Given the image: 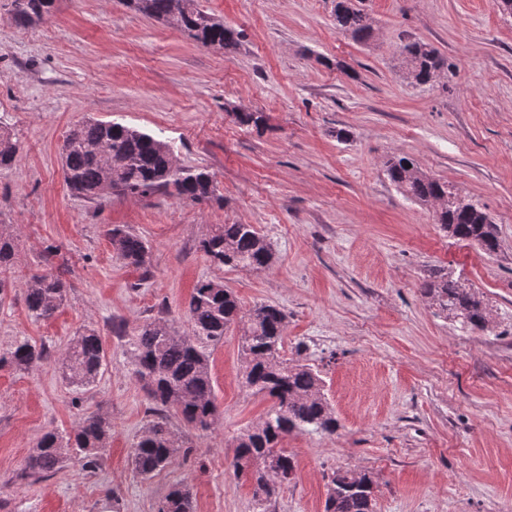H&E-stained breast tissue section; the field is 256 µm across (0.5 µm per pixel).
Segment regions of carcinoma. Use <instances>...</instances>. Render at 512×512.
Returning <instances> with one entry per match:
<instances>
[{"label":"carcinoma","instance_id":"obj_1","mask_svg":"<svg viewBox=\"0 0 512 512\" xmlns=\"http://www.w3.org/2000/svg\"><path fill=\"white\" fill-rule=\"evenodd\" d=\"M55 0H12L13 12L22 24L50 15ZM132 10L166 21L174 0H124ZM180 30L196 42L232 49L238 34L197 0H184ZM336 26L366 41L372 24L358 0H336ZM407 79L416 85L436 83L450 73L448 59L426 43L412 41L400 50ZM19 141L0 133V170L15 162ZM62 168L68 188L77 196L95 202L107 194L146 196L173 190L182 198L201 202L217 198L213 176L205 169L179 167L172 146L157 136L112 121L89 119L69 131L63 150ZM387 178L408 198L423 205L442 198L445 208L436 221L453 238L477 244L486 254L499 248L491 218L470 199L451 191L447 184L428 177L407 156H392L384 162ZM113 249L126 263L142 266L148 242L125 225L106 231ZM17 236L0 227V275L14 265ZM199 249L218 267L260 270L273 261L270 243L252 224H220L200 241ZM438 313L450 315L472 330L489 328L487 304L444 269L429 271L422 288ZM67 281L60 273L35 272L24 281V301L29 316L45 321L54 316L66 299ZM190 332L179 333L167 319L145 322L129 343V359L135 379L150 402L149 420L133 443L131 462L137 476L150 479L185 456L189 441L175 431L168 411L173 409L183 423L197 431L211 432L220 423L210 369L212 350L224 341L234 325L242 329L241 357L244 384L267 395L272 405L256 425L237 437L233 474L252 483L255 512H268L278 486L266 488L261 460L277 458L282 472L279 486L290 482L296 464L282 448L294 433L333 435L339 428L336 414L323 390L317 371L298 360L281 356L286 313L275 304L260 303L245 311L236 294L218 281L202 280L193 289L187 305ZM48 358L45 346L17 340L0 352V367L31 371ZM105 361L102 338L93 330L73 337L62 354L68 385L79 391L91 388ZM112 441V422L100 413L86 416L71 433L45 432L30 453L26 476L37 482L60 471L75 458L84 470L94 472ZM324 512H375L373 476L352 470H336L327 476ZM158 512H192L187 486L177 483L161 500Z\"/></svg>","mask_w":512,"mask_h":512}]
</instances>
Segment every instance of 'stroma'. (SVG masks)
<instances>
[{"label": "stroma", "mask_w": 512, "mask_h": 512, "mask_svg": "<svg viewBox=\"0 0 512 512\" xmlns=\"http://www.w3.org/2000/svg\"><path fill=\"white\" fill-rule=\"evenodd\" d=\"M200 3L238 31L235 50L201 46L121 0H55L31 25L0 0V129L22 144L0 170V225L19 248L0 292V349L25 337L51 350L38 370L0 368V512H157L178 482L194 512H254L251 484L232 472L234 441L271 401L242 382L237 329L210 356L219 427L203 435L170 414L191 454L148 481L131 464L149 401L130 340L158 317L189 332L201 280L223 282L243 309H284L281 354L319 372L340 424L284 441L296 471L270 512H324L338 469L374 477L375 512H512V17L495 0H361L373 33L360 42L337 28L334 0ZM409 41L447 57L448 85L404 78L397 50ZM239 111L266 123L240 125ZM87 119L167 140L180 165L213 174L218 199L74 196L60 149ZM393 153L479 203L499 252L451 238L430 207L403 196L383 167ZM110 224L147 240L146 268L117 258ZM219 224L254 225L273 264L213 266L199 243ZM62 264L66 302L33 321L25 278ZM433 268L487 303L489 330L430 306L421 288ZM88 329L106 365L80 393L60 355ZM101 412L112 421L101 468L72 459L31 483L26 459L42 434Z\"/></svg>", "instance_id": "1"}]
</instances>
